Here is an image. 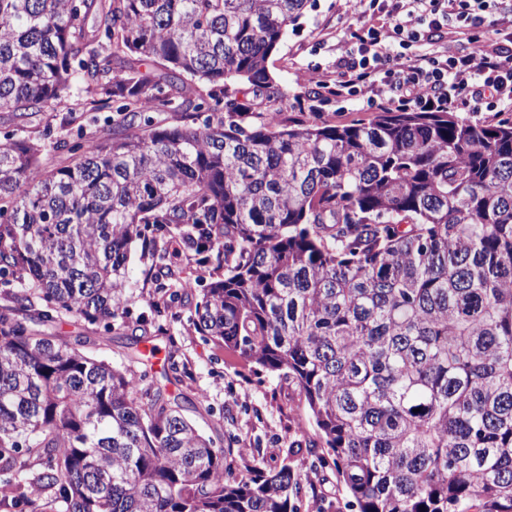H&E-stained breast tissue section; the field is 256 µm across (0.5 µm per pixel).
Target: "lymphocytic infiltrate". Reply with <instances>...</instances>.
Wrapping results in <instances>:
<instances>
[{
    "mask_svg": "<svg viewBox=\"0 0 512 512\" xmlns=\"http://www.w3.org/2000/svg\"><path fill=\"white\" fill-rule=\"evenodd\" d=\"M388 20L366 23L361 0L349 14L358 26L359 62L345 81H320L326 96H355L389 109L512 111V0H370ZM432 42L416 58L395 46Z\"/></svg>",
    "mask_w": 512,
    "mask_h": 512,
    "instance_id": "obj_1",
    "label": "lymphocytic infiltrate"
}]
</instances>
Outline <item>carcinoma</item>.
Masks as SVG:
<instances>
[{
	"label": "carcinoma",
	"mask_w": 512,
	"mask_h": 512,
	"mask_svg": "<svg viewBox=\"0 0 512 512\" xmlns=\"http://www.w3.org/2000/svg\"><path fill=\"white\" fill-rule=\"evenodd\" d=\"M307 4L0 0V112L74 89L113 126L0 146L1 508L297 512L300 473L240 468L148 370L53 332L111 329L132 245L172 278L181 241L224 265L197 331L295 384L310 454L333 457L358 512H512V117L331 123L318 94L313 117L283 116L268 61ZM239 81L264 111L241 109ZM136 112L183 123L127 133Z\"/></svg>",
	"instance_id": "1"
}]
</instances>
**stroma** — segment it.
Instances as JSON below:
<instances>
[{
  "label": "stroma",
  "mask_w": 512,
  "mask_h": 512,
  "mask_svg": "<svg viewBox=\"0 0 512 512\" xmlns=\"http://www.w3.org/2000/svg\"><path fill=\"white\" fill-rule=\"evenodd\" d=\"M356 22L346 12L344 0H310L307 13L296 30L288 32L268 61L275 81L293 96H306L322 74L335 71L337 60L355 43ZM84 125L95 139L109 138L111 126L103 112L68 113L57 106L28 121L26 132L38 136L44 129L64 136ZM180 280H169L180 300L175 311H156L162 297L156 291L150 255L134 247L129 263L133 282L126 315L112 330L84 319L68 318L56 329L62 336H86L88 352L121 369L138 370L129 358L128 335L142 336L158 352L152 363L157 385L187 399L184 413L196 422L216 446L233 455L251 458L261 451L267 466L287 463L305 474L318 489L317 495H302L298 512H356L341 486L333 465H313L307 447L317 436L305 423L302 401L294 384L248 362L239 352L201 336L192 324L203 288L218 277L213 266L201 267L191 260L177 259ZM176 373H169L170 363Z\"/></svg>",
  "instance_id": "1"
}]
</instances>
